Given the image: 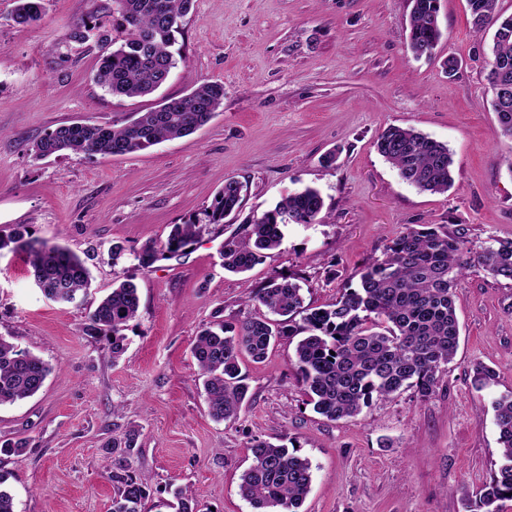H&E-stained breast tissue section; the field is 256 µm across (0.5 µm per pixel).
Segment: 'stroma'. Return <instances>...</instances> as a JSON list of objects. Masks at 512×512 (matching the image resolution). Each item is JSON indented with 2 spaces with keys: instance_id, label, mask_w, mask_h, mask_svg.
<instances>
[{
  "instance_id": "stroma-1",
  "label": "stroma",
  "mask_w": 512,
  "mask_h": 512,
  "mask_svg": "<svg viewBox=\"0 0 512 512\" xmlns=\"http://www.w3.org/2000/svg\"><path fill=\"white\" fill-rule=\"evenodd\" d=\"M13 7L0 0V234L24 224L33 238L95 253L89 294L60 305L33 283L26 253L0 252V336L54 368L37 394L0 406V441H30L22 457L0 454L15 512H111L121 459L147 489L145 512H170L177 489L199 512H253L238 485L257 441L310 460L300 512H463V494L480 489L500 457L490 402L512 391V280L478 268L459 280V347L431 398L403 391L352 419L314 412L284 338L262 363L242 357L249 392L239 416L214 421L191 347L215 319L260 315L254 297L274 275L295 280L305 305L335 302L410 225L462 232L474 253L512 239V136L499 129L474 59L492 36L473 31L466 0H441L442 40L420 59L406 48L409 0H195L178 38L184 63L159 95L141 98L95 85L98 46L67 39L90 12L111 24V0H47L34 27L14 25ZM450 56L460 63L452 77L442 69ZM205 81L223 84L224 101L187 137L108 158L30 154L58 125L105 124ZM391 125L447 144V193L409 186L378 153ZM230 178L244 186L238 213L208 225L182 255L139 267L146 241L203 219ZM306 186L324 199L323 221L288 225L263 263L225 271L224 241ZM126 279L140 308L116 359L83 327ZM479 364L497 374L482 390L472 384ZM132 429L136 446L123 449Z\"/></svg>"
}]
</instances>
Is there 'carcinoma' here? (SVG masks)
<instances>
[{"label": "carcinoma", "mask_w": 512, "mask_h": 512, "mask_svg": "<svg viewBox=\"0 0 512 512\" xmlns=\"http://www.w3.org/2000/svg\"><path fill=\"white\" fill-rule=\"evenodd\" d=\"M475 32L493 31V46L486 60L492 107L498 124L512 125V93L502 101L500 84L512 89V14L497 9L498 0H466ZM194 0H112L109 37L97 13L74 28L67 40L109 42L112 51L101 55L94 82L113 95L128 98L155 93L168 80L183 56L173 50ZM407 48L417 58L432 54L441 36L440 0H410ZM44 0H15L10 20L32 25L42 19ZM224 100V85L205 82L180 98H166L133 119L117 118L109 124L95 122L60 125L35 140L36 161L65 152L103 158L147 150L166 140L186 137L211 121ZM378 152L399 178L421 191L446 193L453 185L452 157L448 146L413 128L390 126L376 141ZM242 185L224 183L206 210L207 223L222 224L241 206ZM324 199L307 187L293 192L276 206L253 219L239 239L224 241V270L245 273L280 246L289 224L322 222ZM205 230L194 220L174 224L165 241L144 243L137 259L149 270L162 259L181 255ZM29 254V273L42 294L59 304H73L88 293L92 279L86 261L70 249L32 237L18 224L0 235V251ZM495 278L512 280V239H494L482 252L469 255L463 238L433 224L405 229L386 246L383 256L364 266L359 284L348 288L325 308H304L299 284L271 277L255 301L265 309L261 316L237 325L222 320L196 336L192 355L201 376L210 416L220 421L237 419L248 386L241 375L240 359L255 363L283 337L304 334L294 353V366L316 413L329 421L354 418L375 397H389L412 389L423 400L435 394L439 374L454 359L459 324L455 311L457 282L472 267ZM140 297L136 285L124 280L88 313L84 331L111 341L112 358L122 355L130 321L137 317ZM301 315V323L293 316ZM52 367L32 352L0 337V406L34 396ZM496 373L483 365L474 368L472 382L484 389ZM501 461L490 480L475 494H464L466 512H506L512 503V391L491 403ZM29 440L0 443V452L20 456ZM252 463L241 476L239 494L254 512H299L312 484L308 459L265 441L253 443ZM115 493L112 512H143L147 492L124 466L112 474Z\"/></svg>", "instance_id": "carcinoma-1"}]
</instances>
